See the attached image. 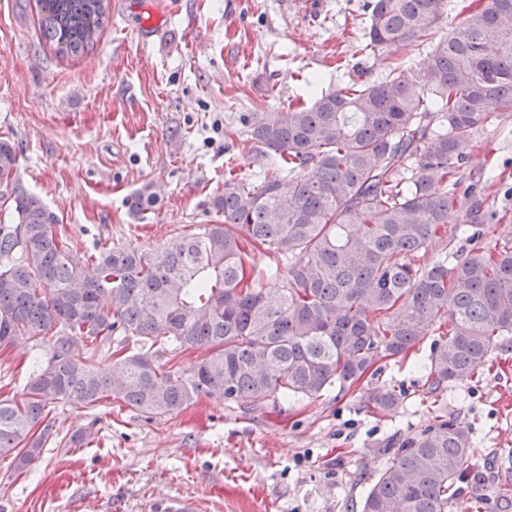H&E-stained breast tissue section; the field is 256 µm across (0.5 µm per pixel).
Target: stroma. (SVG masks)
Listing matches in <instances>:
<instances>
[{
    "instance_id": "obj_1",
    "label": "stroma",
    "mask_w": 512,
    "mask_h": 512,
    "mask_svg": "<svg viewBox=\"0 0 512 512\" xmlns=\"http://www.w3.org/2000/svg\"><path fill=\"white\" fill-rule=\"evenodd\" d=\"M367 0H110L93 47L57 56L38 28L37 0H0V140L14 144L22 184L60 219L74 255L102 247L161 246L216 222L208 206L226 169L258 182L263 165L228 128L239 113L311 103L350 78L379 81L393 63L420 67L418 38L364 55ZM488 177L483 243L512 231V116L479 131L459 169ZM155 212L131 218L125 198L143 184ZM433 345L386 362L368 384L403 390L383 418L353 394L247 411L200 398L148 417L122 403L62 404L40 456L23 472L0 457V512H150L162 494L198 498L204 512H351L378 467L379 442L423 429ZM50 344L0 346V397H17ZM502 372L453 384L448 412L475 432L462 504L512 512V351ZM83 434L79 447L70 436Z\"/></svg>"
}]
</instances>
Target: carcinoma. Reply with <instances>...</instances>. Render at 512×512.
<instances>
[{"label": "carcinoma", "instance_id": "cac0c4a2", "mask_svg": "<svg viewBox=\"0 0 512 512\" xmlns=\"http://www.w3.org/2000/svg\"><path fill=\"white\" fill-rule=\"evenodd\" d=\"M38 27L59 56H78L108 21L109 0H38ZM439 34L447 0H369L365 53L432 39L418 70L350 80L309 106L239 116L244 142L271 159L259 184L232 172L209 205L223 220L155 250L104 248L82 261L59 220L28 193L15 147L0 140V346L49 341L52 354L18 399H0V457L23 470L57 404L115 398L151 417L201 397L258 410L359 388L384 417L404 392L360 386L382 360L436 335L425 366L429 424L377 445L359 512H451L468 480L473 433L448 415V384L512 349V238L463 258L418 262L457 207L467 238L486 223L482 179L458 193L475 133L512 112V0H475ZM158 196L125 200L141 219ZM282 264L260 268L254 253ZM276 278L271 292L262 281ZM120 348L106 353L112 334ZM200 353L185 373L176 359ZM166 361H161L162 357Z\"/></svg>", "mask_w": 512, "mask_h": 512}]
</instances>
